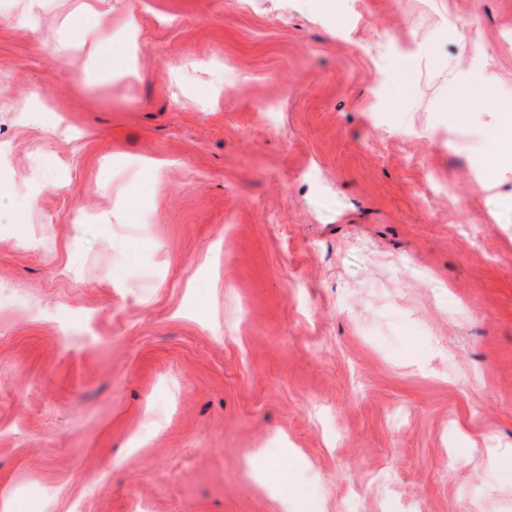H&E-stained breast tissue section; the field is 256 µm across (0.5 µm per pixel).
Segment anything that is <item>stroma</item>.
Segmentation results:
<instances>
[{"instance_id": "35a3bbf8", "label": "stroma", "mask_w": 512, "mask_h": 512, "mask_svg": "<svg viewBox=\"0 0 512 512\" xmlns=\"http://www.w3.org/2000/svg\"><path fill=\"white\" fill-rule=\"evenodd\" d=\"M23 6L0 512H279L260 449L307 512H512V0ZM84 26V14L74 15L69 20V31L52 42L53 51L59 56H65L72 48L73 40H76L73 35L81 34ZM499 110L500 123L490 136L496 146V157L500 161L512 158V103L494 102Z\"/></svg>"}]
</instances>
